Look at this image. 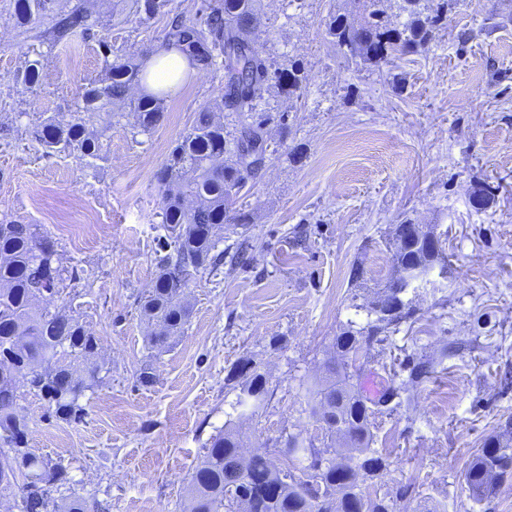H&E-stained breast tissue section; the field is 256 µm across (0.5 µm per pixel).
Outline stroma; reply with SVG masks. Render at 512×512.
Returning a JSON list of instances; mask_svg holds the SVG:
<instances>
[{
    "label": "stroma",
    "mask_w": 512,
    "mask_h": 512,
    "mask_svg": "<svg viewBox=\"0 0 512 512\" xmlns=\"http://www.w3.org/2000/svg\"><path fill=\"white\" fill-rule=\"evenodd\" d=\"M9 3L0 0V216L48 233L72 278L46 304L67 307L100 340L80 419L57 420L45 398L17 387L32 452L68 471L58 504L183 512L203 450L224 428L274 460L287 435L321 442L303 384L321 374L334 337L371 321L395 274V227L419 224L440 238L447 264L404 293L412 314L387 341L361 351L368 394L407 379V361L433 364L400 406L375 416L374 445L390 462L383 489L396 512H512L511 478L481 502L463 480L489 438L512 447V0H449L424 48L378 68L326 34L334 14L365 22L358 0H260L259 49L276 66L298 63L306 79L293 97L260 102L266 162L234 206L248 221L217 229L224 263L189 281L184 329L160 351L140 310L169 235L157 176L221 93L222 74L186 71L146 135L132 134V117L100 114L95 166L48 156L32 125L73 110L102 60L96 39L71 50L19 35ZM85 5L116 55L159 43L169 22L121 23L112 0ZM35 60L42 78L31 91L13 76ZM481 187L490 200L478 206ZM245 241L251 261L241 265ZM246 359L270 389L255 414L227 379ZM145 370L152 384H141Z\"/></svg>",
    "instance_id": "obj_1"
}]
</instances>
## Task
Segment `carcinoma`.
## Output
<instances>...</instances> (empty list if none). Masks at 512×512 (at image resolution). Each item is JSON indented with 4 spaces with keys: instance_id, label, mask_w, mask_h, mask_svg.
I'll list each match as a JSON object with an SVG mask.
<instances>
[{
    "instance_id": "obj_1",
    "label": "carcinoma",
    "mask_w": 512,
    "mask_h": 512,
    "mask_svg": "<svg viewBox=\"0 0 512 512\" xmlns=\"http://www.w3.org/2000/svg\"><path fill=\"white\" fill-rule=\"evenodd\" d=\"M59 0H14L13 19L22 33L36 32L53 44L75 48L95 36L98 18L79 2L69 10ZM383 0H369L368 18L357 27L341 16L326 23L328 35L344 54L381 67L396 53L408 54L424 46L430 27L444 4L426 15L421 0H402L408 15L403 28L392 27L379 8ZM129 14L141 26L175 10L173 0H128ZM50 20L43 29L41 23ZM258 0H216L202 6L196 17L173 16L165 33L166 46L177 50L198 70H224V92L199 113L192 127L172 146L167 164L158 177L162 186V223L167 225L174 253L160 259L153 288L140 300L151 325L149 342L163 345L183 332L187 308L182 301L188 274L221 262L213 255L215 238L209 229L224 224V215L235 204L228 190L247 183L260 169L267 150L265 119L255 112L265 92L272 88L286 97L300 90L304 77L297 65L274 66L251 39L260 24ZM102 70L90 82L69 119L46 116L32 126V135L46 153L75 154L92 165L102 159L103 132L90 129L102 112L133 114L138 134L149 133L162 119L174 87L155 93L129 96L131 88L146 80L147 56L112 57L111 46L98 41ZM29 88L40 81L39 62L15 74ZM234 118L235 132L226 130L224 113ZM223 154L222 159L216 153ZM55 250L47 232L37 224L0 218V354L6 352L13 368L28 377L30 387L54 406L55 417L70 421L81 417L79 400L95 383L96 370L88 362L99 349L100 339L88 332L64 308H39L46 293L56 295L65 270L55 264ZM444 257L431 256L424 246H407L393 253L394 267L434 264ZM385 297L372 308L376 318L367 326L347 329L332 342L327 373L307 387V410L325 428L321 446L290 434L285 447L300 453L288 464V474L297 480L284 482L278 467L264 454L243 457L242 436L227 427L213 436L190 483L185 512H310L306 497L322 498L317 512H395L388 494L374 491L367 496L357 489L358 478L382 480L389 469L388 456L371 447L375 409L388 405L407 391V383L388 386L379 395H363L359 375L336 367V357L381 342V334L408 316L407 304L397 297L393 281L384 284ZM60 356L66 364L52 370L44 363ZM242 380L253 410L267 401L266 375L249 362L230 373L228 380ZM15 384L0 381V488L9 489L22 479L20 512H50L52 488L67 481V471L30 451L28 425L16 413ZM512 460V448L491 440L465 472L472 498L480 502L509 469L501 463Z\"/></svg>"
}]
</instances>
